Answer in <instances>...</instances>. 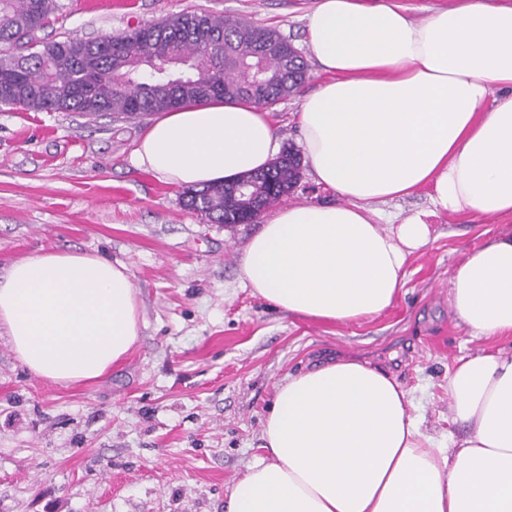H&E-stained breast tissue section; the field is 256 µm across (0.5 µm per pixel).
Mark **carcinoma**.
<instances>
[{
  "label": "carcinoma",
  "instance_id": "cac0c4a2",
  "mask_svg": "<svg viewBox=\"0 0 512 512\" xmlns=\"http://www.w3.org/2000/svg\"><path fill=\"white\" fill-rule=\"evenodd\" d=\"M55 0H0V105L34 112L107 113L135 118L188 102L223 98L269 108L295 94L307 64L278 31L217 13H182L95 40L43 42ZM301 177L288 146L269 178L255 185L263 208L280 203ZM184 206L222 224L243 204L224 185L190 189Z\"/></svg>",
  "mask_w": 512,
  "mask_h": 512
}]
</instances>
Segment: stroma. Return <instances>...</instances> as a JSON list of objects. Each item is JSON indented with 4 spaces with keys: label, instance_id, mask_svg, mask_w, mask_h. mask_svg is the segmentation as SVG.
I'll list each match as a JSON object with an SVG mask.
<instances>
[{
    "label": "stroma",
    "instance_id": "obj_1",
    "mask_svg": "<svg viewBox=\"0 0 512 512\" xmlns=\"http://www.w3.org/2000/svg\"><path fill=\"white\" fill-rule=\"evenodd\" d=\"M39 36L92 40L186 12L242 16L305 50L313 0H137L135 14L57 0ZM322 77L271 106L281 143ZM153 115L28 112L0 106V273L40 251L80 249L124 264L141 335L105 376L62 386L36 377L0 335V512H224L255 456L275 388L331 357L368 361L409 391L410 412L440 443L448 375L460 357L512 340L475 337L449 301V275L474 247L512 234V216H430V242L384 313L324 322L272 308L245 288L239 259L260 223L210 224L182 188L137 167Z\"/></svg>",
    "mask_w": 512,
    "mask_h": 512
}]
</instances>
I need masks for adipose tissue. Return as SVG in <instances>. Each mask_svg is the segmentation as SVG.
<instances>
[{
    "mask_svg": "<svg viewBox=\"0 0 512 512\" xmlns=\"http://www.w3.org/2000/svg\"><path fill=\"white\" fill-rule=\"evenodd\" d=\"M306 44L325 79L297 114L302 151L339 199L266 214L240 273L275 308L354 322L391 307L431 236L427 212L385 226L376 204L427 185L434 211L512 215V5L465 0L416 21L398 0H315ZM280 149L269 112L215 99L163 113L133 160L200 188L265 169ZM449 283L474 335L512 339V235L470 251ZM0 330L42 379L100 378L139 339L131 275L79 250L19 259L0 275ZM448 403L465 435L444 448L381 368L331 359L287 374L264 420L265 453L224 512H512V354L460 358Z\"/></svg>",
    "mask_w": 512,
    "mask_h": 512,
    "instance_id": "1",
    "label": "adipose tissue"
}]
</instances>
